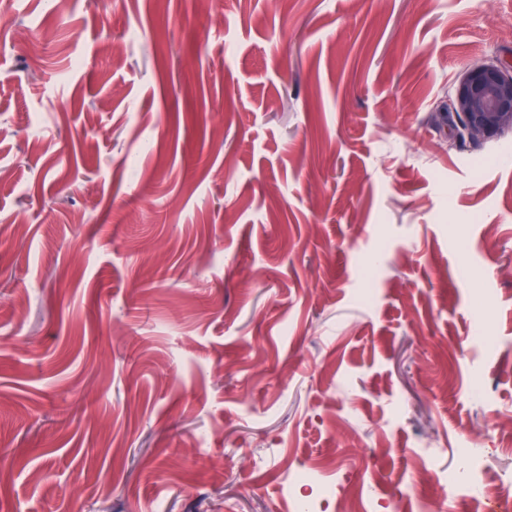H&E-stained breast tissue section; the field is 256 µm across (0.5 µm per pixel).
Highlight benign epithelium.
Instances as JSON below:
<instances>
[{
  "label": "benign epithelium",
  "instance_id": "obj_1",
  "mask_svg": "<svg viewBox=\"0 0 512 512\" xmlns=\"http://www.w3.org/2000/svg\"><path fill=\"white\" fill-rule=\"evenodd\" d=\"M446 110L448 121L471 142L512 133V66L470 68L448 97Z\"/></svg>",
  "mask_w": 512,
  "mask_h": 512
}]
</instances>
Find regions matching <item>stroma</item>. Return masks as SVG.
Masks as SVG:
<instances>
[{
  "instance_id": "obj_1",
  "label": "stroma",
  "mask_w": 512,
  "mask_h": 512,
  "mask_svg": "<svg viewBox=\"0 0 512 512\" xmlns=\"http://www.w3.org/2000/svg\"><path fill=\"white\" fill-rule=\"evenodd\" d=\"M491 62L512 0H0V512H478L512 134L441 106Z\"/></svg>"
}]
</instances>
